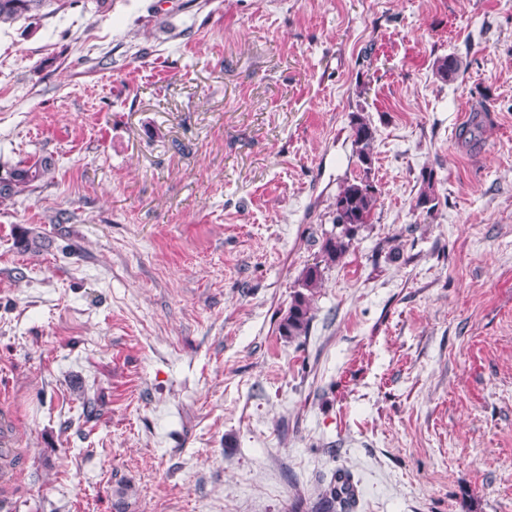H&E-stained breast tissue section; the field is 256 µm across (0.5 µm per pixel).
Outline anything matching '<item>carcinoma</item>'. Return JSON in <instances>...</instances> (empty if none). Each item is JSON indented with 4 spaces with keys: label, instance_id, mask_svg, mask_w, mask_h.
<instances>
[{
    "label": "carcinoma",
    "instance_id": "cac0c4a2",
    "mask_svg": "<svg viewBox=\"0 0 512 512\" xmlns=\"http://www.w3.org/2000/svg\"><path fill=\"white\" fill-rule=\"evenodd\" d=\"M52 3L57 9L66 5V0H0V25L18 19H34L41 9ZM460 62L454 56L443 57L435 63V75L442 81L455 79ZM350 137L353 155L357 160L359 175L345 180L334 201V227L321 245V259L306 267L299 279V289L293 292L288 310L281 317L279 333L288 338H299L309 334L313 320V302L323 282V269L340 262L353 247L359 231L370 223L379 202L378 190L371 178L374 158L373 143L375 128L368 118L359 112L350 116ZM52 169L50 161L23 162L0 176V199L10 198L25 192L34 183L44 180ZM434 171L421 173V188L416 197L415 208L426 214L433 213L438 206L434 191ZM353 506V493L333 481L320 493L319 512H349Z\"/></svg>",
    "mask_w": 512,
    "mask_h": 512
}]
</instances>
